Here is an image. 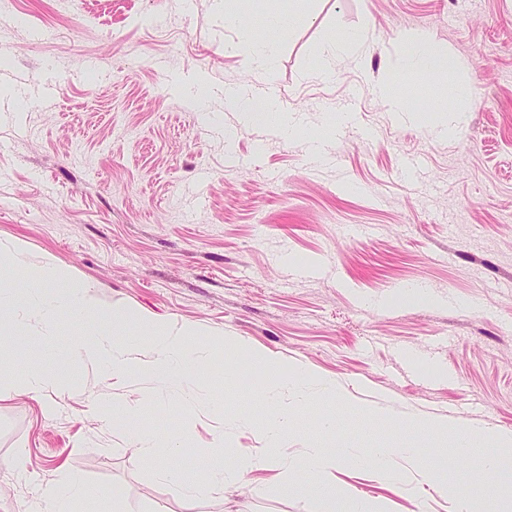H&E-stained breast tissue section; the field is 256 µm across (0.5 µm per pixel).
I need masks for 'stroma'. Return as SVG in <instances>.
<instances>
[{
  "label": "stroma",
  "instance_id": "obj_1",
  "mask_svg": "<svg viewBox=\"0 0 512 512\" xmlns=\"http://www.w3.org/2000/svg\"><path fill=\"white\" fill-rule=\"evenodd\" d=\"M306 9L281 33L256 9L225 22L214 0H0V245L68 270L105 306L262 347L312 388L335 380L345 401L298 408L275 457L407 443L423 415L512 432V0ZM246 26L276 47L273 81L250 67ZM355 32L361 50L323 69L321 48ZM410 33L454 57L458 96L402 70ZM91 58L101 74L86 71ZM387 78L403 117L375 93ZM230 91L271 99L298 133L252 123ZM314 133L328 164L310 161ZM408 155L424 158L420 177L399 175ZM409 284L433 300L391 305ZM41 328L30 321L21 347L0 340V512H38L42 487L69 476L110 492L86 512H180L125 426L89 416L94 403L141 408L143 433L160 447L176 436L186 468L219 444L230 458L270 446L274 373L246 355L218 354L200 388L148 402L146 384L68 358L88 320L60 313L49 345ZM50 363L57 387L14 391ZM325 418L334 429L320 430ZM390 467L343 461L332 479L383 512H454L414 461ZM307 478L272 464L244 474V489L211 486L198 512H345L344 498L301 490Z\"/></svg>",
  "mask_w": 512,
  "mask_h": 512
}]
</instances>
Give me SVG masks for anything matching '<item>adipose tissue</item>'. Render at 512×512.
Returning a JSON list of instances; mask_svg holds the SVG:
<instances>
[{
    "label": "adipose tissue",
    "mask_w": 512,
    "mask_h": 512,
    "mask_svg": "<svg viewBox=\"0 0 512 512\" xmlns=\"http://www.w3.org/2000/svg\"><path fill=\"white\" fill-rule=\"evenodd\" d=\"M402 65L406 70L434 77L448 75L455 69L456 61L452 56L433 52L418 34L413 33L407 37ZM410 427L422 437L451 435L455 441L448 452L434 457L425 456L423 449L411 444L397 450L340 448L329 452L322 448L306 449L304 464L315 476L311 484L312 494L322 499L335 497V485L323 481L322 476L335 470L339 458H348L358 466L370 464L383 471L393 456L401 454L417 460L424 477L435 482L440 493L454 502L456 512H512V433L490 427L462 428L458 424L431 417L414 418ZM463 457L483 458L485 467L499 477L495 491L478 496L453 479L452 473ZM267 463L264 457L231 462L221 455L204 456L200 459L201 469L208 474L204 481L189 476L176 463L165 465L164 471L184 504V512H194L197 499L204 495L209 484H239L245 472L265 468ZM102 496L101 490L90 488L80 478L71 476L60 484L46 487L41 501L44 512H76L80 503Z\"/></svg>",
    "instance_id": "adipose-tissue-1"
}]
</instances>
